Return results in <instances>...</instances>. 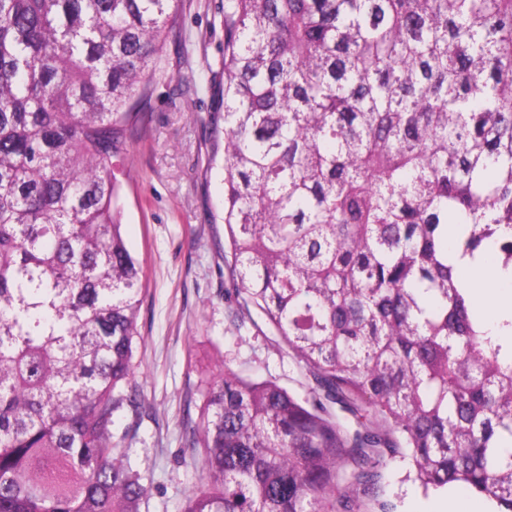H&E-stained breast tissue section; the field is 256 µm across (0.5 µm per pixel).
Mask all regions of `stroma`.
I'll return each mask as SVG.
<instances>
[{
	"instance_id": "stroma-1",
	"label": "stroma",
	"mask_w": 512,
	"mask_h": 512,
	"mask_svg": "<svg viewBox=\"0 0 512 512\" xmlns=\"http://www.w3.org/2000/svg\"><path fill=\"white\" fill-rule=\"evenodd\" d=\"M180 24L161 53L162 76L138 101L124 161L123 234L143 265L132 385L112 432L150 492L141 512H182L201 470L189 447L198 386L224 365L275 377L298 394L314 382L265 325L238 322L224 265V0H179ZM394 460L384 485L396 512H439L448 491L426 492Z\"/></svg>"
}]
</instances>
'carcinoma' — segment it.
<instances>
[{
  "label": "carcinoma",
  "mask_w": 512,
  "mask_h": 512,
  "mask_svg": "<svg viewBox=\"0 0 512 512\" xmlns=\"http://www.w3.org/2000/svg\"><path fill=\"white\" fill-rule=\"evenodd\" d=\"M177 0H0V512H140L113 440L142 268L116 161ZM224 259L315 387L207 379L184 512H393L384 470L512 512V0H224ZM465 285L473 297H480L484 306L495 307L502 312L512 310V274L504 273L500 265L459 261ZM506 289L508 293L501 292Z\"/></svg>",
  "instance_id": "obj_1"
}]
</instances>
